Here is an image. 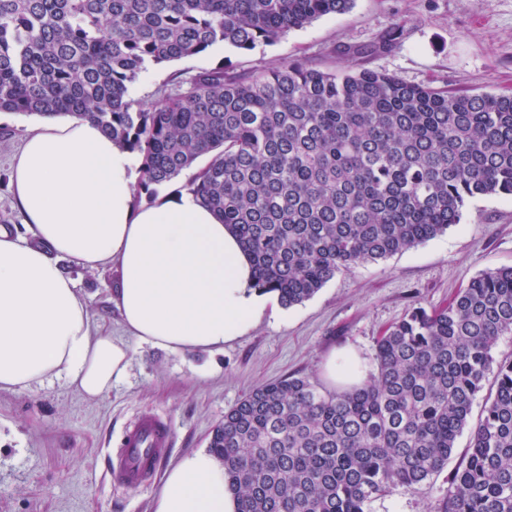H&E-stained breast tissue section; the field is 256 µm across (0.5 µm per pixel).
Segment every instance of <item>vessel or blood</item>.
<instances>
[{
    "mask_svg": "<svg viewBox=\"0 0 512 512\" xmlns=\"http://www.w3.org/2000/svg\"><path fill=\"white\" fill-rule=\"evenodd\" d=\"M171 445V425L161 416H145L129 425L120 446L109 458V476L115 483L136 488L150 484L158 461Z\"/></svg>",
    "mask_w": 512,
    "mask_h": 512,
    "instance_id": "vessel-or-blood-1",
    "label": "vessel or blood"
}]
</instances>
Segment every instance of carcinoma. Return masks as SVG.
<instances>
[{"mask_svg":"<svg viewBox=\"0 0 512 512\" xmlns=\"http://www.w3.org/2000/svg\"><path fill=\"white\" fill-rule=\"evenodd\" d=\"M354 0H0V112L70 116L141 158L134 196L180 186L239 238L255 286L283 306L337 273L460 223L478 197L512 199V93L450 92L395 75L299 61L173 75L145 106L149 68L223 45L270 44ZM512 267L377 341V371L351 390L268 383L224 415L209 448L238 512H365L394 487L468 453L437 512H512Z\"/></svg>","mask_w":512,"mask_h":512,"instance_id":"obj_1","label":"carcinoma"}]
</instances>
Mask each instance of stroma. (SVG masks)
Masks as SVG:
<instances>
[{"label": "stroma", "instance_id": "stroma-1", "mask_svg": "<svg viewBox=\"0 0 512 512\" xmlns=\"http://www.w3.org/2000/svg\"><path fill=\"white\" fill-rule=\"evenodd\" d=\"M396 24L395 44L360 59V66L451 91H512V0H355L348 13L320 17L245 54L216 48L150 68L131 95L150 102L171 74L221 63L238 71L294 60L326 67L345 48L380 43ZM38 123L35 116L0 112V213L19 232L25 225L10 164ZM64 267L85 294L94 327L125 337L111 300L116 267L89 271L71 261ZM502 267H512V201L479 197L444 234L337 274L309 300L262 318L223 352L175 355L133 344L126 377L95 400L61 380L31 392H1L0 512H150L159 482L126 489L106 476L108 455L131 421L165 416L172 425L165 461L173 463L207 447L225 413L261 385L295 374L326 387L323 363L335 348L353 346L367 370H376V341L388 326L415 307L446 305L470 279ZM447 495L442 472L414 492L393 488L367 512H435Z\"/></svg>", "mask_w": 512, "mask_h": 512}]
</instances>
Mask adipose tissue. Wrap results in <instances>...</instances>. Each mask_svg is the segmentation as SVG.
Segmentation results:
<instances>
[{
  "label": "adipose tissue",
  "instance_id": "adipose-tissue-1",
  "mask_svg": "<svg viewBox=\"0 0 512 512\" xmlns=\"http://www.w3.org/2000/svg\"><path fill=\"white\" fill-rule=\"evenodd\" d=\"M11 186L30 237L0 227V392L57 380L88 399L127 374L132 342L167 352H220L251 329L273 294L254 285L239 239L188 191L134 207L139 160L89 122L44 121L14 155ZM114 264L128 340L94 333L87 303L63 269ZM323 372L342 389L366 376L355 348ZM151 512H237L224 465L201 448L171 464Z\"/></svg>",
  "mask_w": 512,
  "mask_h": 512
}]
</instances>
